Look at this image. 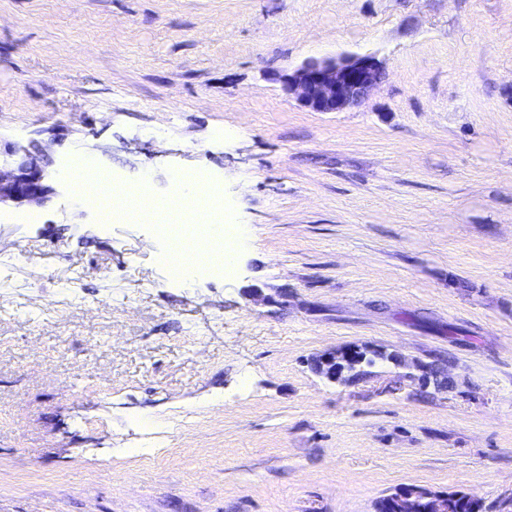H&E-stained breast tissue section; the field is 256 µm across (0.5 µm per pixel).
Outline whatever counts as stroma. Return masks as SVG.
<instances>
[{
  "label": "stroma",
  "mask_w": 512,
  "mask_h": 512,
  "mask_svg": "<svg viewBox=\"0 0 512 512\" xmlns=\"http://www.w3.org/2000/svg\"><path fill=\"white\" fill-rule=\"evenodd\" d=\"M370 55L313 112L281 75ZM53 160L0 207V512H376L512 489V0H0V142ZM87 160L194 177L234 265L172 279L101 223ZM385 352L345 383L316 356ZM370 57L311 59L283 76L288 93L313 112H340L358 104L383 79Z\"/></svg>",
  "instance_id": "stroma-1"
}]
</instances>
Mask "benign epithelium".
Returning a JSON list of instances; mask_svg holds the SVG:
<instances>
[{"instance_id":"obj_1","label":"benign epithelium","mask_w":512,"mask_h":512,"mask_svg":"<svg viewBox=\"0 0 512 512\" xmlns=\"http://www.w3.org/2000/svg\"><path fill=\"white\" fill-rule=\"evenodd\" d=\"M381 66L370 57L311 59L283 76L288 93L313 112H340L359 103L383 79ZM52 161L30 146L13 143L0 151V205L40 204L51 192L47 184ZM350 353L329 352L314 360L318 374L334 381L342 378L340 359Z\"/></svg>"}]
</instances>
